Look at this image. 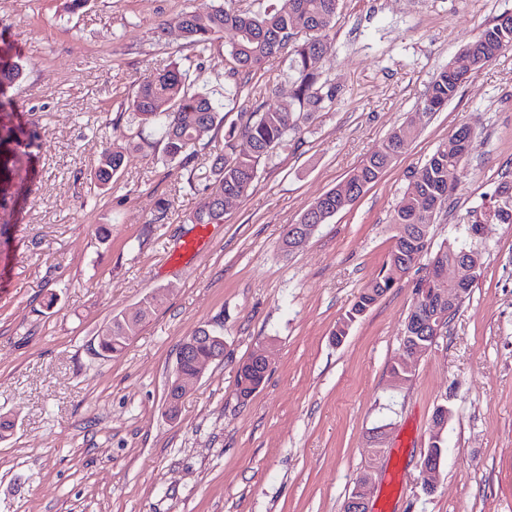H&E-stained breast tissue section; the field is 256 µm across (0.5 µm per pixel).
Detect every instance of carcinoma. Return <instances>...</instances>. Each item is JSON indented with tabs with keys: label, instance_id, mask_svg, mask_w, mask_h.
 Returning <instances> with one entry per match:
<instances>
[{
	"label": "carcinoma",
	"instance_id": "cac0c4a2",
	"mask_svg": "<svg viewBox=\"0 0 512 512\" xmlns=\"http://www.w3.org/2000/svg\"><path fill=\"white\" fill-rule=\"evenodd\" d=\"M339 0H287L281 8H242L236 0H196L177 19V29L191 48V55L173 62L164 69L144 77L130 98L128 109L131 121L140 131L151 129L164 143L156 163L182 166L198 156V146L204 135L224 124V98L216 97L218 90L198 86L193 73L202 69L203 60L215 45L222 43L224 31L234 33V40L225 51L224 72L214 75L221 87L224 80L233 81L234 93L241 92L237 82L240 74H250L271 57L281 55L288 61V80L293 93L288 102L275 109L240 113L239 121L224 132V153L214 157L204 171L189 169L187 184L192 190L205 180V194L190 214L192 224H215L224 217L225 202L247 196L257 176L260 164L272 158L275 150L286 148L290 139L301 134L302 128L319 112H328L336 102V86L321 81L328 41L336 28ZM512 47V15L500 17L496 23L480 30L465 50L474 67L481 68L502 51ZM22 66L14 56H0V110L14 105L12 87L19 80ZM463 81V73L448 66L431 84L422 109L441 111L451 100ZM415 137V129L402 125L393 129L377 151L367 156L349 175L346 183L355 201L377 182L393 161L402 154ZM124 162V147L112 143L100 153L91 170L90 180L101 190L112 188V180ZM463 156L448 153L441 145L412 177L417 179L413 190L398 201L393 216V246L381 275L361 289L344 317L336 324L333 336L346 337L354 322L383 296L398 277L394 269L405 273L414 262L412 238L415 225L425 223L422 211L433 206L441 211L447 206L461 173ZM347 207L341 193L332 189L316 198L301 214L300 224H324ZM512 224V183L501 182L496 200L486 210L472 211L466 233L472 237L483 223ZM473 249L461 244L440 247L432 256L437 264L456 262L462 252ZM148 313L137 321L128 322L124 313L112 319L97 335V354H120L138 334L142 324L155 312L157 297ZM213 355L212 345L200 342L192 352L175 362L177 371L191 376L197 371L196 360ZM266 367L255 357L241 366L237 391L247 399L264 381Z\"/></svg>",
	"mask_w": 512,
	"mask_h": 512
}]
</instances>
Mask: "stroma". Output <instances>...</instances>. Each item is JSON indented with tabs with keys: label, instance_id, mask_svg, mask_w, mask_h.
I'll return each mask as SVG.
<instances>
[{
	"label": "stroma",
	"instance_id": "35a3bbf8",
	"mask_svg": "<svg viewBox=\"0 0 512 512\" xmlns=\"http://www.w3.org/2000/svg\"><path fill=\"white\" fill-rule=\"evenodd\" d=\"M188 4L89 0L74 12L70 0H0V55L24 67L0 137L36 135L0 176V199L18 200L0 239V414L15 420L0 440V512H344L369 463L370 500L393 512H512V224L470 240L481 256L475 286L401 387L391 368L417 270L331 342L387 258L413 171L456 128L473 137L452 203L429 227L431 249L512 179V49L472 70L442 111L420 106L480 29L512 14V0H340L323 73L339 91L333 109L260 166L203 251L175 263L202 197L184 169L154 164L145 147L127 150L107 192L89 174L113 126L129 128L125 94L185 54L173 25ZM286 69L275 58L250 75L248 85L277 95L225 98L226 122L287 99ZM406 123L416 137L380 180L282 251L287 226ZM162 198L161 225L152 218ZM152 294L161 306L126 349L96 356L100 328ZM203 325L223 335L224 358L205 365L169 419L177 353ZM262 348L265 380L240 400L237 372ZM440 406L451 411L448 450L429 493L421 462ZM381 425L375 458L369 438Z\"/></svg>",
	"mask_w": 512,
	"mask_h": 512
}]
</instances>
